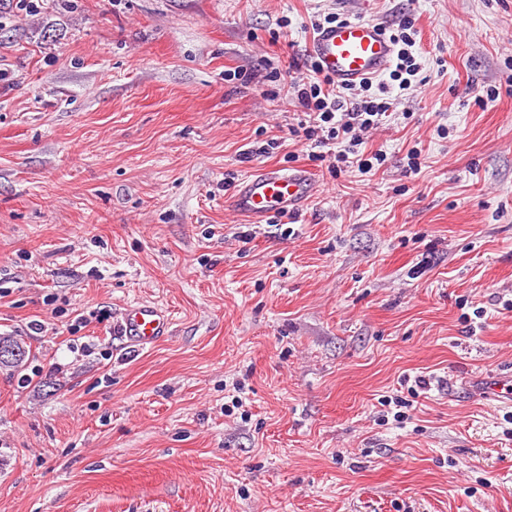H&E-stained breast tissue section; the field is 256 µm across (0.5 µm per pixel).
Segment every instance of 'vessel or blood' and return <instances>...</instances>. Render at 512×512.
<instances>
[{"label":"vessel or blood","mask_w":512,"mask_h":512,"mask_svg":"<svg viewBox=\"0 0 512 512\" xmlns=\"http://www.w3.org/2000/svg\"><path fill=\"white\" fill-rule=\"evenodd\" d=\"M307 53L322 74L343 86L377 77L391 66L395 48L384 28L373 21L347 19L321 28ZM318 193L315 177L303 168H264L235 188L231 205L240 215L259 221L272 214L295 215ZM172 320L154 303L127 306L118 334L130 348L143 350L167 338Z\"/></svg>","instance_id":"vessel-or-blood-1"}]
</instances>
